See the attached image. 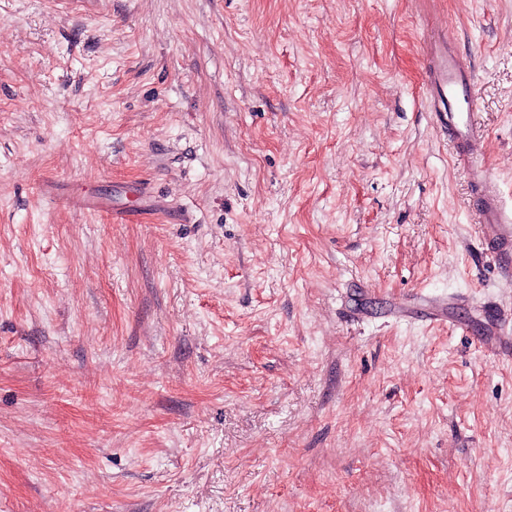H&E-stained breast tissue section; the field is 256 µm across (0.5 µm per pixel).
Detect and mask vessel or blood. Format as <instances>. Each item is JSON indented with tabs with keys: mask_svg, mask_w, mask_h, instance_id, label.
I'll return each instance as SVG.
<instances>
[{
	"mask_svg": "<svg viewBox=\"0 0 512 512\" xmlns=\"http://www.w3.org/2000/svg\"><path fill=\"white\" fill-rule=\"evenodd\" d=\"M426 99L436 125L447 131L461 155L478 197V222L489 251L512 252V208L507 207L485 164L483 133L473 98L474 72L467 60L450 48L447 33L431 30L423 40ZM495 355L512 356V315L498 316L494 325Z\"/></svg>",
	"mask_w": 512,
	"mask_h": 512,
	"instance_id": "vessel-or-blood-1",
	"label": "vessel or blood"
}]
</instances>
